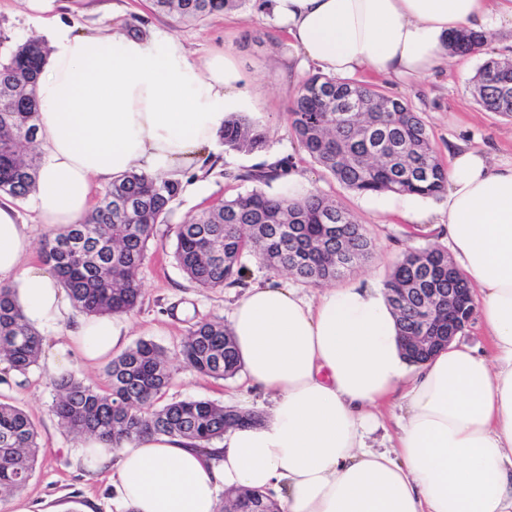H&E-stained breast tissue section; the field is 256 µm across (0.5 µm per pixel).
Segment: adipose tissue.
Here are the masks:
<instances>
[{
	"mask_svg": "<svg viewBox=\"0 0 512 512\" xmlns=\"http://www.w3.org/2000/svg\"><path fill=\"white\" fill-rule=\"evenodd\" d=\"M273 12L304 61L392 78L439 66L453 32L512 21V0H273ZM50 40L36 86L46 153L34 193L50 227L78 223L93 184L196 167L225 113L245 105L227 56L193 61L171 35L57 22ZM445 201L488 349L451 344L411 375L383 284L329 288L313 302L255 286L230 332L246 377L269 397L262 422L230 429L206 454L166 435L119 448L89 439L79 462L112 465L128 512H216L225 488L272 494L281 512H512V159L455 149ZM31 248L17 209L0 204V282L18 281L32 325L64 324L71 303L51 271L24 267ZM123 330L110 316L78 319L50 365L62 367L71 347L105 359ZM388 401L401 414L394 445L379 451L366 439Z\"/></svg>",
	"mask_w": 512,
	"mask_h": 512,
	"instance_id": "1",
	"label": "adipose tissue"
}]
</instances>
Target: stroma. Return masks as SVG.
<instances>
[{
	"mask_svg": "<svg viewBox=\"0 0 512 512\" xmlns=\"http://www.w3.org/2000/svg\"><path fill=\"white\" fill-rule=\"evenodd\" d=\"M57 13L76 31L92 34L106 28L136 25L145 34L162 30L176 37L191 59L202 61L222 53L231 58L242 74L239 84L247 100L246 115L269 133L265 151L242 154L225 150L221 141L206 149L207 161L181 172L186 183L201 182L203 194L181 191L171 205L166 224L148 245L140 272L141 298L137 309L126 315L129 332L121 342L129 347L148 339L162 347L170 358L173 376L163 402L206 399L224 406L261 409V394L244 374L228 380L184 371L178 356L189 327L203 319H229L233 305L246 286L277 283L293 288L308 300L316 299V286L285 272H273L255 257L244 256L249 269L245 284L206 290L192 283L173 258L175 230L202 208L220 198H231L252 190L239 173L289 160V175L266 185L270 194L313 189L335 199L367 229L373 243L369 260L344 278L340 288L365 287L384 281L392 265L410 250L445 244L441 225L447 207L441 198H409L403 195H362L339 184L315 164L298 146L288 119V109L301 80L316 72L313 64L288 73L289 38L264 0H248L237 11L196 23H178L154 13L149 0H57ZM47 39V29L21 0H0V52L8 53L30 38ZM491 58L512 59V23L503 22L488 31L482 53L453 56L447 65L418 79L405 82L362 75L364 83L382 92L404 98L421 115L440 158L462 144L486 149L494 158H512V118L483 110L473 96L474 78ZM41 356L28 373L18 374L0 364V401L24 410L33 421L42 454L22 490L32 512H117L113 501L112 469L88 472L75 461L79 440L64 433L51 411L54 371L48 360L62 340L59 329L44 326Z\"/></svg>",
	"mask_w": 512,
	"mask_h": 512,
	"instance_id": "obj_1",
	"label": "stroma"
}]
</instances>
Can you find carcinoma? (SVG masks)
<instances>
[{
  "label": "carcinoma",
  "instance_id": "cac0c4a2",
  "mask_svg": "<svg viewBox=\"0 0 512 512\" xmlns=\"http://www.w3.org/2000/svg\"><path fill=\"white\" fill-rule=\"evenodd\" d=\"M153 10L182 22L200 21L238 8L246 0H151ZM483 35L461 31L448 38L451 54L481 51ZM46 47L29 40L0 56V193L26 198L36 189L41 154L30 148L38 134L35 86ZM476 102L512 116V62L487 60L474 84ZM304 152L345 188L361 194L392 193L432 198L447 192V168L434 150L420 115L399 97L350 79L316 72L299 83L288 112ZM228 151L265 148L267 133L238 113L218 133ZM289 164L233 175L267 184L288 174ZM181 183L165 176L129 172L116 177L94 209L77 224L52 230L41 253L73 306L88 316L128 314L140 303V270L157 225L166 223ZM173 257L200 288L215 290L246 275L251 252L268 269L286 271L318 286L346 274L337 251L345 247L360 264L372 241L352 215L316 191L271 195L261 188L224 199L178 225ZM400 336H414L420 290L470 292L466 279L435 245L400 258L384 281ZM429 335H448V302L438 306ZM44 337L24 318L17 290L0 284V363L20 374L38 362ZM191 373L234 377L241 368L230 332L220 319L193 324L180 349ZM106 385L70 370L53 381L52 411L76 438L96 436L119 448L145 434H170L204 450L233 426L261 421L257 411L224 407L204 399L158 405L172 368L164 351L141 339L105 368ZM40 447L36 428L19 407L0 402V503L31 477ZM254 512H279L278 503L256 490L227 489L217 512H237L243 499Z\"/></svg>",
  "mask_w": 512,
  "mask_h": 512
}]
</instances>
